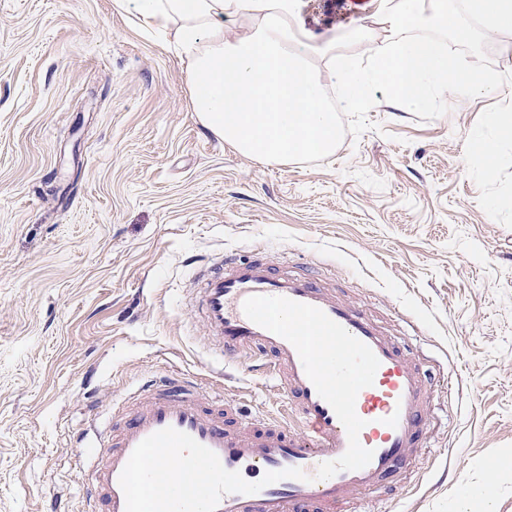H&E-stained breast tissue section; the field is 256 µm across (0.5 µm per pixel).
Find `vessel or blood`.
<instances>
[{
	"mask_svg": "<svg viewBox=\"0 0 512 512\" xmlns=\"http://www.w3.org/2000/svg\"><path fill=\"white\" fill-rule=\"evenodd\" d=\"M199 281V313L210 346L229 358L244 351L269 358L272 374L292 397L302 427L296 430L255 420L245 432L227 428L223 395L201 391L185 375L157 377L122 408L121 426L97 438L85 512H125L119 483L122 470L142 440L168 427L211 449L225 469L239 472L246 481L256 482L266 472L293 467L307 475L303 481L280 480L254 494H225L216 512H337L357 493L393 476L420 448L428 366L424 359L410 356L362 310L318 286L308 275L275 274L260 257L219 261L206 268ZM254 295L286 297L321 309L378 358L374 383L359 392L355 405L365 421L359 442L373 452L364 468L316 479L320 464L346 452V430L308 379L295 347L245 316L243 303Z\"/></svg>",
	"mask_w": 512,
	"mask_h": 512,
	"instance_id": "1",
	"label": "vessel or blood"
}]
</instances>
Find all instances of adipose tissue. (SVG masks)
Here are the masks:
<instances>
[{
  "mask_svg": "<svg viewBox=\"0 0 512 512\" xmlns=\"http://www.w3.org/2000/svg\"><path fill=\"white\" fill-rule=\"evenodd\" d=\"M146 35L170 42L187 63L191 104L215 137L256 158L287 163L326 157L336 145V113L324 80L340 89L345 107L372 105L377 90L404 112H426L434 96L450 106L502 95L477 66L449 62L441 40L417 36L430 24L468 43L512 30V0H370L355 33L368 45V63L337 57L328 76L311 58L336 55V37H317L298 14L297 0H120ZM243 23L231 36L227 24ZM468 138L480 174L495 170L500 148L512 142V106L486 115Z\"/></svg>",
  "mask_w": 512,
  "mask_h": 512,
  "instance_id": "ef3b65f1",
  "label": "adipose tissue"
}]
</instances>
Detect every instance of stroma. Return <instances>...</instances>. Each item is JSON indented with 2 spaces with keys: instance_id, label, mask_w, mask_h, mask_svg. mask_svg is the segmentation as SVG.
Instances as JSON below:
<instances>
[{
  "instance_id": "stroma-1",
  "label": "stroma",
  "mask_w": 512,
  "mask_h": 512,
  "mask_svg": "<svg viewBox=\"0 0 512 512\" xmlns=\"http://www.w3.org/2000/svg\"><path fill=\"white\" fill-rule=\"evenodd\" d=\"M300 0L308 28L354 40L362 11ZM512 74V31L450 43ZM336 104L332 156L272 164L199 122L186 64L118 0H0V512H83L88 426L164 373L221 390L243 422L296 424L264 360L220 363L197 272L263 248L306 272L453 381L430 449L360 512H458L491 485L512 512V144L475 175L467 137L503 98L403 112Z\"/></svg>"
}]
</instances>
